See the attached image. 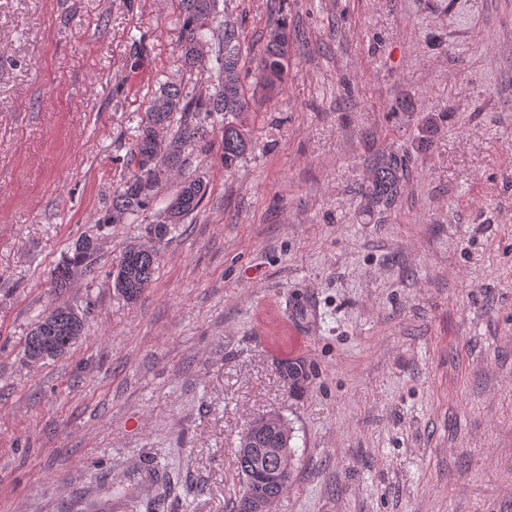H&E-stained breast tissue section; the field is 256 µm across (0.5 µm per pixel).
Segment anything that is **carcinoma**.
Returning a JSON list of instances; mask_svg holds the SVG:
<instances>
[{
  "mask_svg": "<svg viewBox=\"0 0 512 512\" xmlns=\"http://www.w3.org/2000/svg\"><path fill=\"white\" fill-rule=\"evenodd\" d=\"M181 40L178 60L189 69L203 71L212 68L218 77L216 92L208 97L192 96L177 82L159 87L150 99L140 122L132 135L131 154L136 171L123 178L112 193V208L99 220L101 224H119L125 216L132 215L156 203L160 177L171 171H181L186 166L185 150L203 142L208 129L217 121L222 122L219 148L224 168L230 169L252 148V130L246 116L250 111L246 78L268 89H277L286 79L292 57V45L296 34L284 21L272 26L265 42L257 53L243 49L238 24L229 14L219 10L218 0H181ZM181 114V120L172 139L164 144L159 130L171 123L173 113ZM372 177L364 188L370 205L392 206L401 193L408 177L407 159L395 152H381L372 166ZM207 185L193 177L182 178L176 191L166 200L165 222L153 228L160 236L167 224H181L196 212L204 200ZM88 237L77 241L72 255L59 264L52 274V287H69L75 278L70 266L77 273H87L96 263L98 246L87 247ZM160 257L148 254L127 244L113 272L115 290L128 301L137 299L152 283ZM84 320L72 321L58 317L41 328H31L24 339V357L43 355L55 359L68 353L74 345V337L83 335ZM281 372L291 385L298 386L308 378L305 365L284 362ZM256 448H291L277 432H269L255 441ZM266 462L259 454L247 455L237 451L234 472L248 488V472L253 470L256 459Z\"/></svg>",
  "mask_w": 512,
  "mask_h": 512,
  "instance_id": "carcinoma-1",
  "label": "carcinoma"
}]
</instances>
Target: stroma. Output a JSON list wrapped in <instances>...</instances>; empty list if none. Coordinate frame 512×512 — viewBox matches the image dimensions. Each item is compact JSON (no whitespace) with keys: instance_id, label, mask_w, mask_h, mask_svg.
<instances>
[{"instance_id":"35a3bbf8","label":"stroma","mask_w":512,"mask_h":512,"mask_svg":"<svg viewBox=\"0 0 512 512\" xmlns=\"http://www.w3.org/2000/svg\"><path fill=\"white\" fill-rule=\"evenodd\" d=\"M227 6L249 45L287 21L288 78L251 96L235 167L192 151L207 196L129 303L110 272L161 208L97 221L146 97L216 75L175 60L179 0H0V512H231L269 412L296 450L269 512H512V0ZM383 148L411 159L385 210L362 195ZM53 300L86 332L32 368ZM95 238L94 236H84L77 241L74 246L71 256L59 264L52 274V288L61 290L68 288L71 281L79 274L90 272L94 268L97 259L98 245L93 246V241L87 242L88 239ZM92 247L91 249L87 247ZM78 267L77 272L72 274L70 266ZM259 460V454L256 451L254 455H246L242 452V441L239 446V450L237 451V454L235 455L234 460V472L236 476H238L239 479H241L243 486H242V493L239 494L238 498H236L233 502V511L237 512L238 509V502L240 495L242 496L247 488H248V472L253 470V465L255 464V460Z\"/></svg>"}]
</instances>
